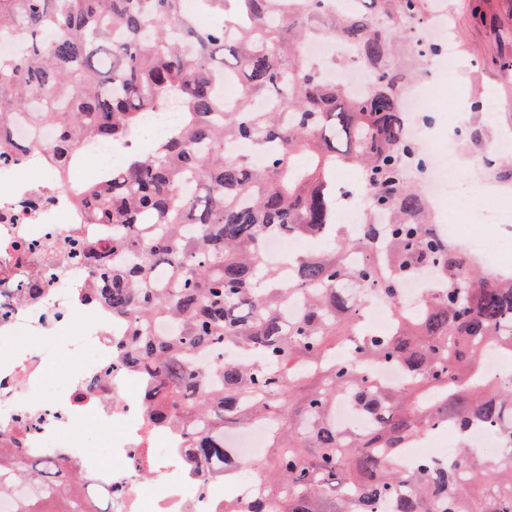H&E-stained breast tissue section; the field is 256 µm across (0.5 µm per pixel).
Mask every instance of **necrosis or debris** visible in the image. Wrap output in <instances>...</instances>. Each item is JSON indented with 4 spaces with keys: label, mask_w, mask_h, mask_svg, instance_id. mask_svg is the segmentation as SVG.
<instances>
[{
    "label": "necrosis or debris",
    "mask_w": 512,
    "mask_h": 512,
    "mask_svg": "<svg viewBox=\"0 0 512 512\" xmlns=\"http://www.w3.org/2000/svg\"><path fill=\"white\" fill-rule=\"evenodd\" d=\"M447 25V6L437 0L433 16L414 35L426 75L402 98L405 112L418 117L409 138L419 160L409 164L408 175L427 187L435 210L468 182L471 195L454 223L480 218L500 239L512 233V180L441 149L425 114L427 100L457 61ZM306 57L325 64V77L347 92L369 91L371 72L355 46L335 38L314 41ZM178 112L174 104L145 113L133 137L97 146L94 165L71 173V180L94 182L102 168L121 167L128 154L147 151ZM95 231L79 222L76 200L60 188L47 155L0 160V446L68 460L84 482L107 491L111 512H224L228 494L252 507L262 491L257 465L265 456L267 427L229 436L240 463L253 471L232 470L220 481L207 468L188 466L183 427L151 425L142 379L118 347L123 324L95 296L85 256ZM64 356L72 369L58 380L54 370Z\"/></svg>",
    "instance_id": "obj_1"
}]
</instances>
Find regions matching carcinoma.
<instances>
[{"instance_id": "cac0c4a2", "label": "carcinoma", "mask_w": 512, "mask_h": 512, "mask_svg": "<svg viewBox=\"0 0 512 512\" xmlns=\"http://www.w3.org/2000/svg\"><path fill=\"white\" fill-rule=\"evenodd\" d=\"M433 0H358L338 14L328 0H0V37L19 32L24 51L0 60V154L9 119L28 114L57 137L31 146L65 173L98 142L122 143L142 114L183 102L180 123L121 171L104 170L78 190L89 224L112 225V240L88 247L98 295L126 318L122 348L146 383L158 428L191 425V465L239 467L228 430L271 429L263 499L252 512H512V376L491 379L485 347L512 356V276L501 278L444 246L430 229L421 188L404 170L402 94L414 79L406 35ZM314 37L356 45L373 73L352 96L324 80L300 53ZM233 79L234 101L220 83ZM268 108L257 111L253 102ZM245 141L263 164L226 146ZM359 168L371 209L389 217L383 243L357 265L354 241L336 223V169ZM272 232L326 237L286 277L263 246ZM160 267L166 274L154 276ZM432 267L441 286L413 312L402 281ZM375 289L393 330L360 320L343 286ZM299 310L284 312L288 298ZM176 325L155 331L158 321ZM234 351L205 369L203 352ZM401 369L403 384L372 376ZM371 415L357 430L336 425V400ZM460 438L448 463L402 464L406 448L437 423ZM475 426L493 429L499 457L479 461ZM24 492L16 512H88V489L64 462L36 461L0 447V498Z\"/></svg>"}]
</instances>
